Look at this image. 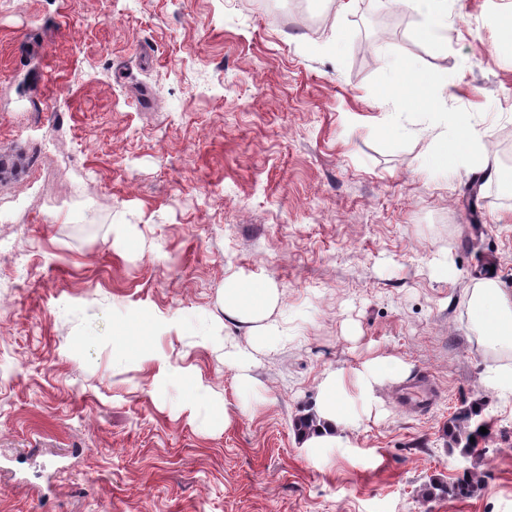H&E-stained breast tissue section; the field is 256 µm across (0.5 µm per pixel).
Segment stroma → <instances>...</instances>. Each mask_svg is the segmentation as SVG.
Here are the masks:
<instances>
[{
	"mask_svg": "<svg viewBox=\"0 0 512 512\" xmlns=\"http://www.w3.org/2000/svg\"><path fill=\"white\" fill-rule=\"evenodd\" d=\"M293 1L0 0V512H512V398L484 384L512 355L465 304L485 268L512 290V182L426 152L465 112L512 174V0H448L427 43L409 11L371 58L391 0ZM398 57L447 81L437 111L383 102ZM232 274L272 281L288 329L248 390ZM384 357L408 372L369 417L304 447L324 376ZM423 374L439 397L408 411ZM477 399L483 487L426 500L462 477L448 421Z\"/></svg>",
	"mask_w": 512,
	"mask_h": 512,
	"instance_id": "1",
	"label": "stroma"
}]
</instances>
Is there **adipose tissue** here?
<instances>
[{"label":"adipose tissue","instance_id":"adipose-tissue-1","mask_svg":"<svg viewBox=\"0 0 512 512\" xmlns=\"http://www.w3.org/2000/svg\"><path fill=\"white\" fill-rule=\"evenodd\" d=\"M395 84L385 100H400L410 109H432L442 95L443 83L434 74L419 69L407 57L391 64ZM454 135H440L428 150L433 168L448 171L461 167L486 169L485 147L472 118L466 113L454 114ZM467 314L476 331L477 341L496 352H512V291L502 288L490 276L476 278L467 290ZM280 297L271 282L248 281L232 275L224 281V314L246 324L245 341L228 337L224 340L226 363L243 368L242 386H250L245 370L256 362L257 354L273 349L283 340L282 328L271 322L270 315ZM403 365L396 360L376 358L366 362L354 376L337 370L321 382V400L316 408L318 426L305 440L310 448H332L341 441L344 427L359 420L358 406L368 405L374 387L384 380L400 376Z\"/></svg>","mask_w":512,"mask_h":512}]
</instances>
